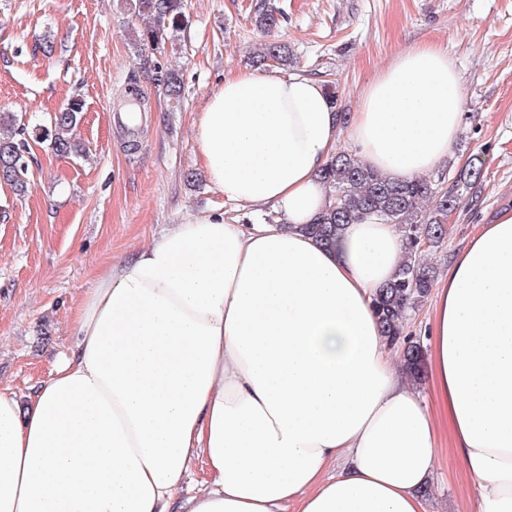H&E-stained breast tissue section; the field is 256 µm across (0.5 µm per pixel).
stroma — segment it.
I'll return each instance as SVG.
<instances>
[{
  "instance_id": "obj_1",
  "label": "stroma",
  "mask_w": 512,
  "mask_h": 512,
  "mask_svg": "<svg viewBox=\"0 0 512 512\" xmlns=\"http://www.w3.org/2000/svg\"><path fill=\"white\" fill-rule=\"evenodd\" d=\"M252 3L185 0L186 27L168 32L147 67L131 43L130 0H0V113L17 114L32 131L73 95L85 102L84 156L31 142L27 193L0 185V384L18 399L67 351L75 306L115 261L215 208L234 224L264 222L210 184L196 125L209 95L251 70L269 39L290 46L289 73L335 87L348 113L399 54L441 44L465 101L445 167L457 171L475 155L484 177L425 261L444 271L480 225L512 209V0H269L285 14L270 37L255 30ZM173 70L185 87L176 106L159 81ZM132 77L151 104L133 151L117 122ZM478 495L443 433L426 493L434 512H471Z\"/></svg>"
}]
</instances>
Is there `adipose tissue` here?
<instances>
[{
  "instance_id": "1",
  "label": "adipose tissue",
  "mask_w": 512,
  "mask_h": 512,
  "mask_svg": "<svg viewBox=\"0 0 512 512\" xmlns=\"http://www.w3.org/2000/svg\"><path fill=\"white\" fill-rule=\"evenodd\" d=\"M463 109L426 43L367 85L351 138L399 182L444 162ZM339 126L306 76L240 73L211 93L204 169L275 222L193 215L97 279L28 406L0 387V512H430L444 426L475 512H512V212L437 283L428 405L373 305L405 257L396 225L364 218L331 249L301 231L333 203L317 174Z\"/></svg>"
}]
</instances>
